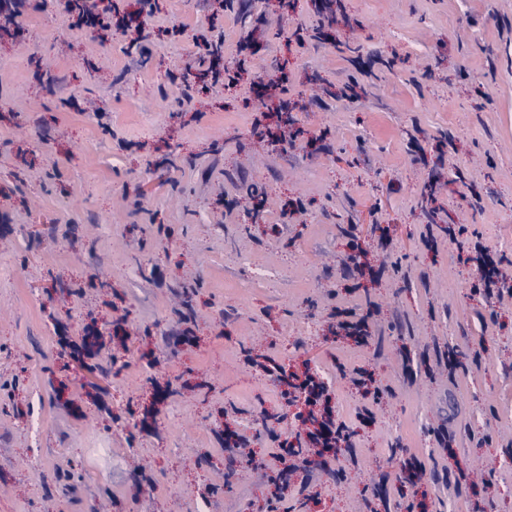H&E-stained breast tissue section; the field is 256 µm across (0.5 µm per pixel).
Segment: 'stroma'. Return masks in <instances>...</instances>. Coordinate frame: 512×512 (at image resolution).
I'll return each mask as SVG.
<instances>
[{
	"instance_id": "stroma-1",
	"label": "stroma",
	"mask_w": 512,
	"mask_h": 512,
	"mask_svg": "<svg viewBox=\"0 0 512 512\" xmlns=\"http://www.w3.org/2000/svg\"><path fill=\"white\" fill-rule=\"evenodd\" d=\"M151 4L0 30V512H512V297L469 260L512 273V0ZM205 40L244 69L189 102ZM266 357L352 434L303 496Z\"/></svg>"
}]
</instances>
